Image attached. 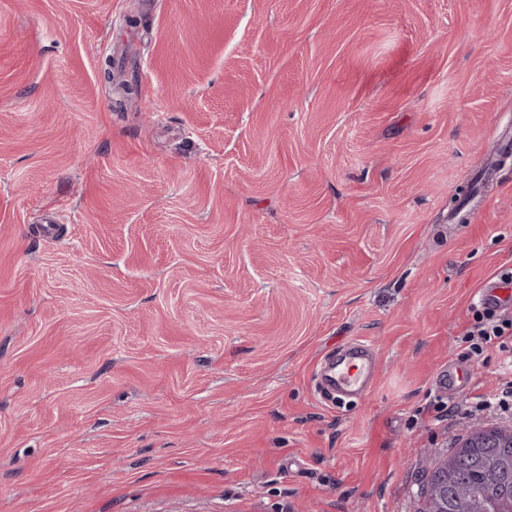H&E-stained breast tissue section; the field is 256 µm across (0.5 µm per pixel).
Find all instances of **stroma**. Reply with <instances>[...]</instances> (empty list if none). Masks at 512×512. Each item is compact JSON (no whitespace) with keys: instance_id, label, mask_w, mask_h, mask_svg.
Returning <instances> with one entry per match:
<instances>
[{"instance_id":"35a3bbf8","label":"stroma","mask_w":512,"mask_h":512,"mask_svg":"<svg viewBox=\"0 0 512 512\" xmlns=\"http://www.w3.org/2000/svg\"><path fill=\"white\" fill-rule=\"evenodd\" d=\"M511 116L512 0H0V512H421L512 428V157L448 221ZM512 286L490 281L478 292V301L485 307L512 308ZM507 292V293H506ZM469 343L467 358L484 361L489 351L507 353L505 361L511 362L512 319L495 314V310L484 309L463 335ZM377 370L378 364L364 342L347 344L325 359L320 371V392L332 402L360 397L376 377ZM479 401L475 403V411H492V410H512V381L507 382L498 393L479 396Z\"/></svg>"}]
</instances>
